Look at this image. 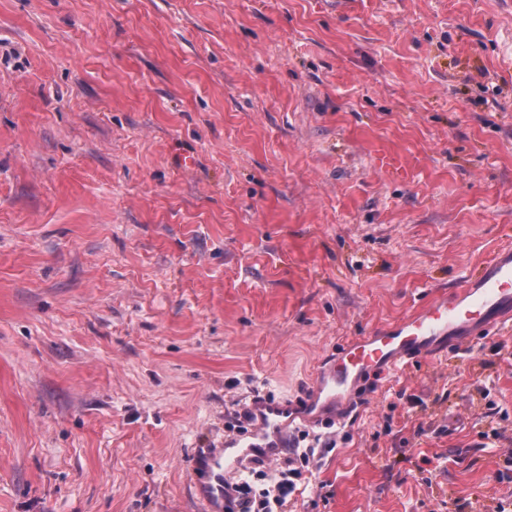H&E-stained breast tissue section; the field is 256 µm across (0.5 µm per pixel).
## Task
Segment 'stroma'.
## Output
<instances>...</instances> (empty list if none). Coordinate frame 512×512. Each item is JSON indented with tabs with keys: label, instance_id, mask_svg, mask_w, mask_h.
Masks as SVG:
<instances>
[{
	"label": "stroma",
	"instance_id": "35a3bbf8",
	"mask_svg": "<svg viewBox=\"0 0 512 512\" xmlns=\"http://www.w3.org/2000/svg\"><path fill=\"white\" fill-rule=\"evenodd\" d=\"M507 246L512 0H0V512H201L254 392ZM371 382L288 512H512V328Z\"/></svg>",
	"mask_w": 512,
	"mask_h": 512
}]
</instances>
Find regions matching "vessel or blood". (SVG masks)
Instances as JSON below:
<instances>
[{
	"mask_svg": "<svg viewBox=\"0 0 512 512\" xmlns=\"http://www.w3.org/2000/svg\"><path fill=\"white\" fill-rule=\"evenodd\" d=\"M512 321V247L501 249L456 288L427 301L408 317L356 337L337 352L332 366L302 396L300 407L314 419L336 402L353 397L361 379L380 368H398L405 359L461 344L480 332ZM251 431L195 455L194 490L203 512H224V483L254 457L280 455L294 412L276 402L251 404Z\"/></svg>",
	"mask_w": 512,
	"mask_h": 512,
	"instance_id": "vessel-or-blood-1",
	"label": "vessel or blood"
}]
</instances>
